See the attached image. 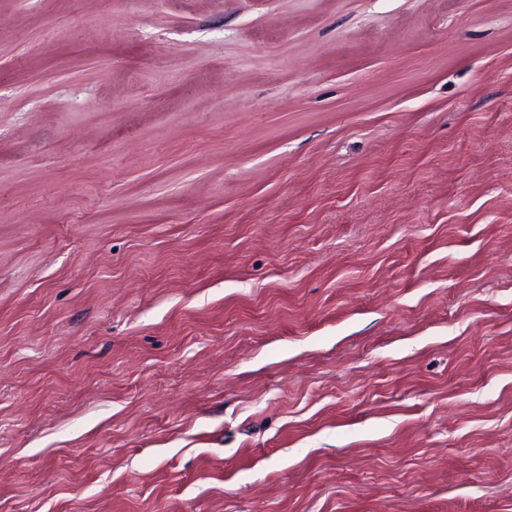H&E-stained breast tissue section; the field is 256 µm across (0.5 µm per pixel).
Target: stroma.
I'll return each instance as SVG.
<instances>
[{
	"label": "stroma",
	"instance_id": "stroma-1",
	"mask_svg": "<svg viewBox=\"0 0 512 512\" xmlns=\"http://www.w3.org/2000/svg\"><path fill=\"white\" fill-rule=\"evenodd\" d=\"M0 512H512V0H0Z\"/></svg>",
	"mask_w": 512,
	"mask_h": 512
}]
</instances>
